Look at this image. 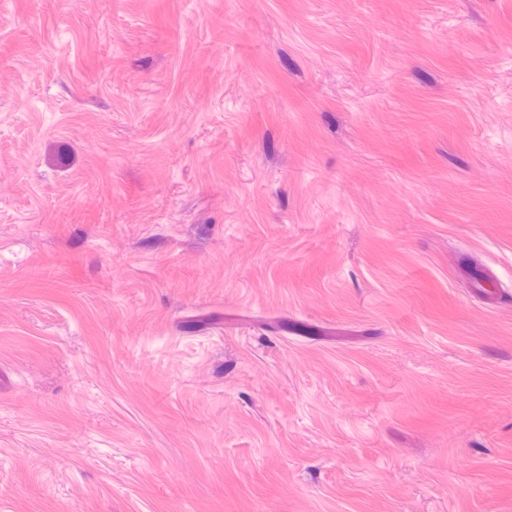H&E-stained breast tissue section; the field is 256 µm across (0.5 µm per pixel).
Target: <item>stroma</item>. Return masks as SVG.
Segmentation results:
<instances>
[{"label": "stroma", "mask_w": 512, "mask_h": 512, "mask_svg": "<svg viewBox=\"0 0 512 512\" xmlns=\"http://www.w3.org/2000/svg\"><path fill=\"white\" fill-rule=\"evenodd\" d=\"M0 512H512V0H0Z\"/></svg>", "instance_id": "obj_1"}]
</instances>
